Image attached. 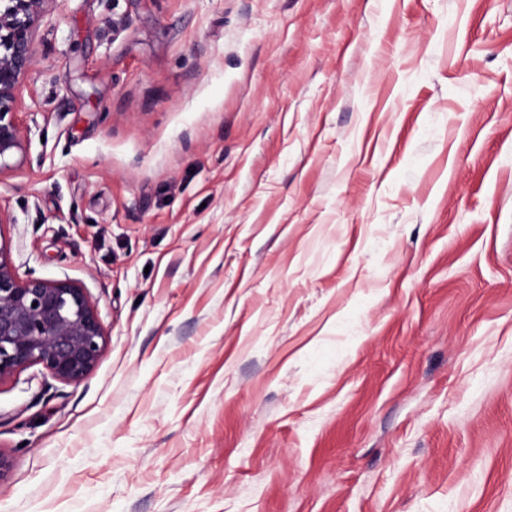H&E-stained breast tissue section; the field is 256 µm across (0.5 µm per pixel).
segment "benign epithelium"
<instances>
[{
    "instance_id": "1",
    "label": "benign epithelium",
    "mask_w": 512,
    "mask_h": 512,
    "mask_svg": "<svg viewBox=\"0 0 512 512\" xmlns=\"http://www.w3.org/2000/svg\"><path fill=\"white\" fill-rule=\"evenodd\" d=\"M53 0H0V172L23 156L28 128L19 118L23 80L39 54L37 29ZM107 331L85 288L65 278H21L0 238V383L39 366L78 383L98 364Z\"/></svg>"
}]
</instances>
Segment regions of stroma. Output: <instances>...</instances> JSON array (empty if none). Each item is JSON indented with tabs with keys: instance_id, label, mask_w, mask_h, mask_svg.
I'll list each match as a JSON object with an SVG mask.
<instances>
[{
	"instance_id": "obj_1",
	"label": "stroma",
	"mask_w": 512,
	"mask_h": 512,
	"mask_svg": "<svg viewBox=\"0 0 512 512\" xmlns=\"http://www.w3.org/2000/svg\"><path fill=\"white\" fill-rule=\"evenodd\" d=\"M0 174L95 369L0 384V512H512V0H53Z\"/></svg>"
}]
</instances>
